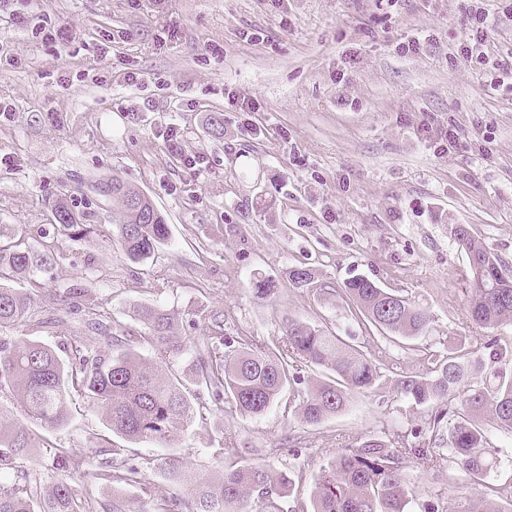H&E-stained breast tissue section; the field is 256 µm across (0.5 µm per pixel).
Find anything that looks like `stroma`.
I'll use <instances>...</instances> for the list:
<instances>
[{
    "label": "stroma",
    "mask_w": 512,
    "mask_h": 512,
    "mask_svg": "<svg viewBox=\"0 0 512 512\" xmlns=\"http://www.w3.org/2000/svg\"><path fill=\"white\" fill-rule=\"evenodd\" d=\"M483 6L486 69L457 52L469 0H0V238L52 252L26 289L82 291L72 308L34 306L27 338L54 342L62 318L69 335L100 346L94 322L138 333V308L153 307L175 317L183 352L170 368L188 385L199 317L219 316L225 335L247 332L262 348L290 318L357 336L337 291L362 274L431 316L424 336L395 349L410 371L422 370L420 350L463 355L489 333L512 363V324L488 333L467 319L468 260L455 237L466 226L512 270V0ZM61 21L67 35L51 41ZM245 100L255 111H241ZM213 113L224 121L216 137L205 126ZM115 175L170 227L138 264L112 235L117 200L94 189ZM61 197L86 228L56 240L45 230ZM301 266L320 290L292 285ZM256 272L278 281L275 303L252 297ZM193 403L205 419L181 434L180 457L207 472L231 442L249 463L302 470L283 512H311L320 466L357 436L404 431L421 415L385 379L315 426L277 406L232 416L201 390ZM69 410L66 426H32V452L0 485L20 469L56 480L61 448L89 458L107 429L81 397ZM96 471L89 458L70 482L101 503L111 490ZM406 472L408 512L482 492L458 475Z\"/></svg>",
    "instance_id": "stroma-1"
}]
</instances>
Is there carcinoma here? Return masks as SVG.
Segmentation results:
<instances>
[{"instance_id": "obj_1", "label": "carcinoma", "mask_w": 512, "mask_h": 512, "mask_svg": "<svg viewBox=\"0 0 512 512\" xmlns=\"http://www.w3.org/2000/svg\"><path fill=\"white\" fill-rule=\"evenodd\" d=\"M98 192L119 201L114 212L116 237L132 262L147 258L169 239V227L160 211L151 221L133 206L143 191L119 177L97 185ZM56 223L52 234L68 237L83 227L81 217L65 198L54 205ZM456 239L467 256L470 289L466 295L468 316L480 328L512 323V274L483 243L460 227ZM50 257L21 242L0 243V328L21 329L30 325L36 298L13 283L42 270ZM289 280L298 288H320L315 274L294 267ZM255 299L272 303L278 292L276 280L259 272L252 275ZM341 300L356 307L358 324L370 335L354 344L326 327L299 319L285 325V341L276 349H253L248 336L224 335V323L214 315L200 319L201 335L193 338L198 358L194 363L197 385L211 392L215 405L230 414L253 418L264 415L283 389L301 384L298 365L322 371L321 377L284 405L283 412L308 425H318L342 412L352 395L373 391L383 371L398 374L396 388L413 405L426 408L420 424L404 432L369 433L355 439L321 469L312 489V512H404L409 493L406 469L410 457L426 472L449 469L474 482L483 483V497L460 501L448 512H505L499 501L512 507V486L488 482L493 460L486 449L484 427L512 432V376L500 368L491 339L490 363L440 357L425 353L429 374L409 375L400 370L392 354L393 339L413 340L430 326L429 313L400 297L391 305L392 291L361 275L348 278L339 289ZM138 316L148 333L117 334L112 326L98 324L107 337V347L94 349L67 335L60 325L56 342L47 344L17 337L0 342V379L17 386V397L27 421L48 428L67 423L71 393L86 398L100 410L106 428L133 442H149L172 448L179 434L196 422L197 412L184 385L170 377L169 360L181 349L169 334L172 318L158 309L143 307ZM373 348V354L363 345ZM146 345L151 358L136 349ZM485 373L490 384L467 383L472 373ZM33 438L26 425L0 416V470L12 469L27 456ZM93 452L103 455L97 479L103 483L136 487L145 481L144 468L132 464L102 437ZM163 482L149 488V507L132 508L120 496L97 510L77 494L64 478L43 484L30 472H21L18 483L0 488V512H282L283 491L293 485L291 477L271 467L250 464L239 450L224 449V465L212 473L189 476L188 466L175 453L160 458Z\"/></svg>"}]
</instances>
